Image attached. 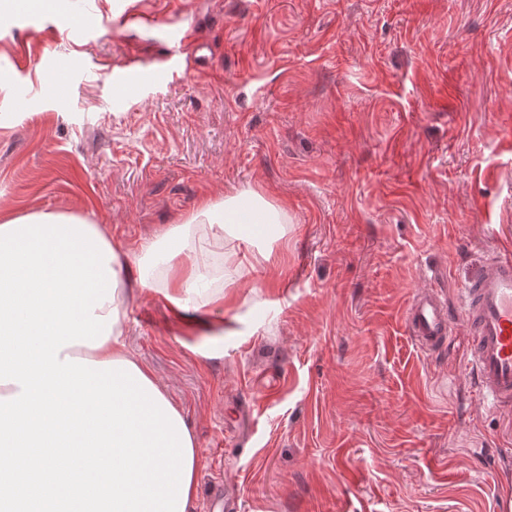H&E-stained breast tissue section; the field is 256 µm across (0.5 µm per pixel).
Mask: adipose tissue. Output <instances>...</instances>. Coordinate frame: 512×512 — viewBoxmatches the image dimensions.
<instances>
[{
  "mask_svg": "<svg viewBox=\"0 0 512 512\" xmlns=\"http://www.w3.org/2000/svg\"><path fill=\"white\" fill-rule=\"evenodd\" d=\"M288 208L267 192L246 189L229 192L223 198H200L181 223L162 227L146 240L139 254L114 248L109 264L116 274L114 298L105 301L101 315L117 311L118 318L101 347L71 345L64 353L96 362L128 359L125 335L130 281L160 295L175 314L190 313V325L203 324L204 317L224 307V288L250 287L249 271L233 250H225L223 269L211 270L206 258L196 257L195 237L206 228L216 243L249 238L276 242L285 235L282 225Z\"/></svg>",
  "mask_w": 512,
  "mask_h": 512,
  "instance_id": "adipose-tissue-1",
  "label": "adipose tissue"
}]
</instances>
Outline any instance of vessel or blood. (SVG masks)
Returning a JSON list of instances; mask_svg holds the SVG:
<instances>
[{
  "mask_svg": "<svg viewBox=\"0 0 512 512\" xmlns=\"http://www.w3.org/2000/svg\"><path fill=\"white\" fill-rule=\"evenodd\" d=\"M194 42L190 29L170 36L174 63L165 70L127 69L113 74L116 99L132 87H160L186 76L185 62ZM468 331L466 365L475 394L491 412L512 411V257L488 255L480 276L462 286L457 311H450L434 292L417 295L403 316V330L421 349L436 351L450 344L458 325Z\"/></svg>",
  "mask_w": 512,
  "mask_h": 512,
  "instance_id": "1",
  "label": "vessel or blood"
}]
</instances>
